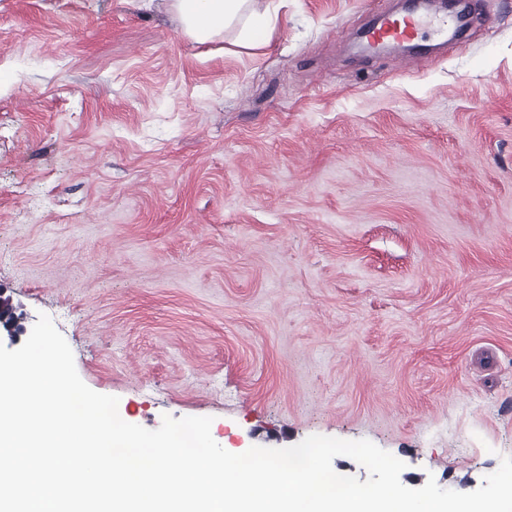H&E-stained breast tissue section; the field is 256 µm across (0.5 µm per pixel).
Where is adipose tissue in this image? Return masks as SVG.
Here are the masks:
<instances>
[{
    "label": "adipose tissue",
    "mask_w": 512,
    "mask_h": 512,
    "mask_svg": "<svg viewBox=\"0 0 512 512\" xmlns=\"http://www.w3.org/2000/svg\"><path fill=\"white\" fill-rule=\"evenodd\" d=\"M172 7L194 39L233 29L236 45L248 49L268 45L277 19L276 11L259 9L257 0H173Z\"/></svg>",
    "instance_id": "adipose-tissue-1"
}]
</instances>
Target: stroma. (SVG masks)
Wrapping results in <instances>:
<instances>
[{"mask_svg":"<svg viewBox=\"0 0 512 512\" xmlns=\"http://www.w3.org/2000/svg\"><path fill=\"white\" fill-rule=\"evenodd\" d=\"M394 4L282 0L247 50L171 0H0V344L44 313L126 422L480 487L512 456V0L356 52Z\"/></svg>","mask_w":512,"mask_h":512,"instance_id":"35a3bbf8","label":"stroma"}]
</instances>
